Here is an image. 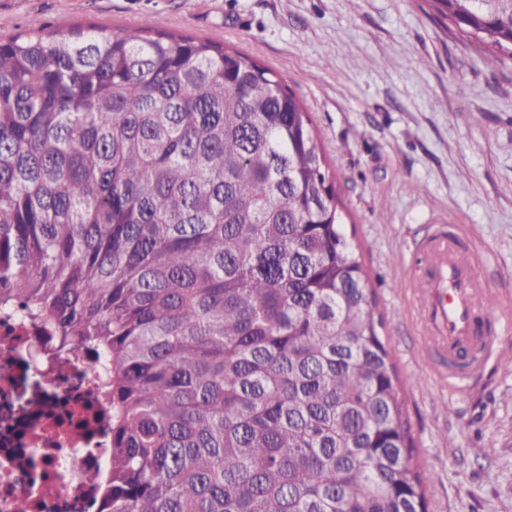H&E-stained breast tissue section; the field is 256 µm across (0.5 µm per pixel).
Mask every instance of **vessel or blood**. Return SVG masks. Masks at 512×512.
Here are the masks:
<instances>
[{
  "label": "vessel or blood",
  "instance_id": "obj_1",
  "mask_svg": "<svg viewBox=\"0 0 512 512\" xmlns=\"http://www.w3.org/2000/svg\"><path fill=\"white\" fill-rule=\"evenodd\" d=\"M419 250L412 280L424 334L449 374L477 371L501 346L489 328L492 293L469 251L445 228L427 236Z\"/></svg>",
  "mask_w": 512,
  "mask_h": 512
}]
</instances>
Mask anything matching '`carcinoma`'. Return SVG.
<instances>
[{
    "label": "carcinoma",
    "mask_w": 512,
    "mask_h": 512,
    "mask_svg": "<svg viewBox=\"0 0 512 512\" xmlns=\"http://www.w3.org/2000/svg\"><path fill=\"white\" fill-rule=\"evenodd\" d=\"M512 59V0H424ZM0 303L109 357L99 512H426L305 104L214 39H0Z\"/></svg>",
    "instance_id": "cac0c4a2"
}]
</instances>
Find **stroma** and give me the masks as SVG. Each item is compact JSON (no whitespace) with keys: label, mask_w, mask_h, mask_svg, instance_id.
Listing matches in <instances>:
<instances>
[{"label":"stroma","mask_w":512,"mask_h":512,"mask_svg":"<svg viewBox=\"0 0 512 512\" xmlns=\"http://www.w3.org/2000/svg\"><path fill=\"white\" fill-rule=\"evenodd\" d=\"M146 17L246 53L305 103L384 319L427 512H512V62L419 0H0V36ZM438 225L497 298L502 352L464 384L431 362L411 285Z\"/></svg>","instance_id":"stroma-1"}]
</instances>
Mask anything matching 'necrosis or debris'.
<instances>
[{
	"instance_id": "necrosis-or-debris-1",
	"label": "necrosis or debris",
	"mask_w": 512,
	"mask_h": 512,
	"mask_svg": "<svg viewBox=\"0 0 512 512\" xmlns=\"http://www.w3.org/2000/svg\"><path fill=\"white\" fill-rule=\"evenodd\" d=\"M106 356L62 352L0 306V512H96L112 456Z\"/></svg>"
}]
</instances>
